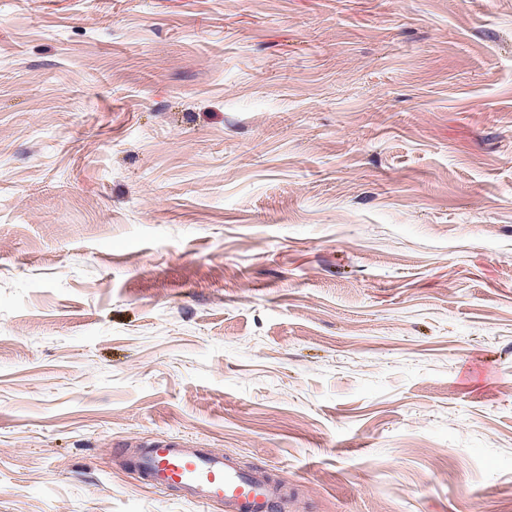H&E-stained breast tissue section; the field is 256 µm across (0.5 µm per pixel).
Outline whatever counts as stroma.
I'll use <instances>...</instances> for the list:
<instances>
[{
    "label": "stroma",
    "instance_id": "obj_1",
    "mask_svg": "<svg viewBox=\"0 0 512 512\" xmlns=\"http://www.w3.org/2000/svg\"><path fill=\"white\" fill-rule=\"evenodd\" d=\"M512 512V0H0V512ZM131 465L144 484L202 504L222 501L225 512H276L284 498L285 484L265 472L242 471L224 454L179 448L164 438L143 448Z\"/></svg>",
    "mask_w": 512,
    "mask_h": 512
}]
</instances>
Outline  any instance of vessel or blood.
<instances>
[{
	"label": "vessel or blood",
	"mask_w": 512,
	"mask_h": 512,
	"mask_svg": "<svg viewBox=\"0 0 512 512\" xmlns=\"http://www.w3.org/2000/svg\"><path fill=\"white\" fill-rule=\"evenodd\" d=\"M132 466L144 484L178 490L202 504L223 502L224 512H277L284 498L283 483L265 472L240 470L226 455L164 438L142 449Z\"/></svg>",
	"instance_id": "b4317fda"
}]
</instances>
